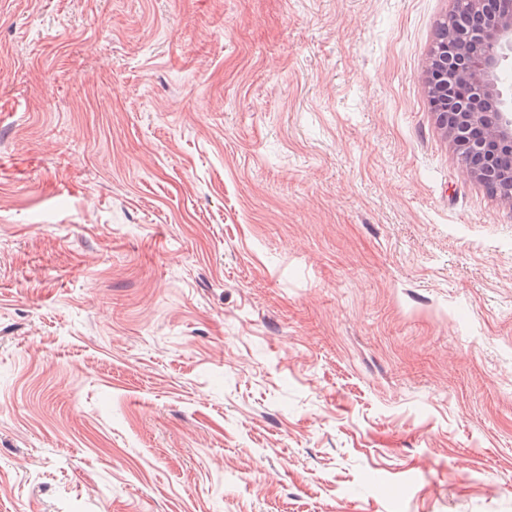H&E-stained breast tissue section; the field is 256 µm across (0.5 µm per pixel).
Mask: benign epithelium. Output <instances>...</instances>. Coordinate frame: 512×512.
Instances as JSON below:
<instances>
[{"instance_id": "7a95c632", "label": "benign epithelium", "mask_w": 512, "mask_h": 512, "mask_svg": "<svg viewBox=\"0 0 512 512\" xmlns=\"http://www.w3.org/2000/svg\"><path fill=\"white\" fill-rule=\"evenodd\" d=\"M477 19L496 10L497 0H464ZM497 14V13H495ZM480 43V54L471 46ZM512 65V10L497 14L492 26L463 31L453 42L432 50L429 57L428 104L461 158L467 175L478 181H507L497 158L512 150V88L500 81ZM492 103L494 112L484 111Z\"/></svg>"}]
</instances>
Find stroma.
<instances>
[{
	"label": "stroma",
	"instance_id": "35a3bbf8",
	"mask_svg": "<svg viewBox=\"0 0 512 512\" xmlns=\"http://www.w3.org/2000/svg\"><path fill=\"white\" fill-rule=\"evenodd\" d=\"M452 6L0 0V512H512Z\"/></svg>",
	"mask_w": 512,
	"mask_h": 512
}]
</instances>
